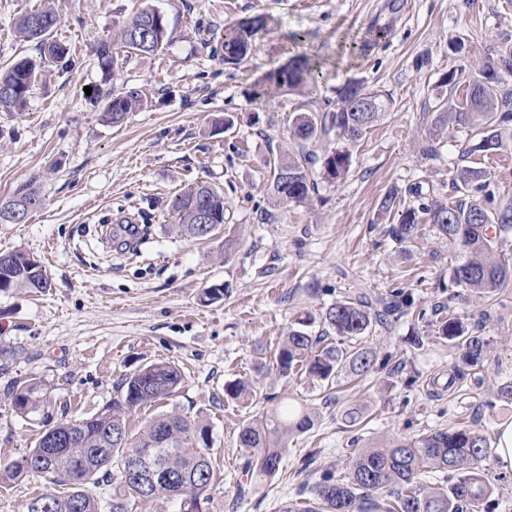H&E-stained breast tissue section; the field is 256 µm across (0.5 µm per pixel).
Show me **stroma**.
Segmentation results:
<instances>
[{
	"mask_svg": "<svg viewBox=\"0 0 512 512\" xmlns=\"http://www.w3.org/2000/svg\"><path fill=\"white\" fill-rule=\"evenodd\" d=\"M144 1L164 17L167 42L151 55L117 50L114 73L105 75L97 43ZM47 2L72 64L44 65L24 111L0 113V200L32 178L43 194L24 223L0 224V253H32L51 286L0 291V347L12 354V375L40 378L48 394L23 417L0 393V467L58 421L95 415L123 375L159 360L175 363L184 383L133 412L129 433L172 410L208 425L216 480L203 512H282L310 495L298 472L306 457L341 477L356 448L460 423L493 435L512 422V400L500 395L512 382V284L486 299L458 292L455 254L430 222L400 243L391 233L398 212L381 209L388 194L407 198L416 183L430 198L464 200L453 180L462 166L479 164L495 204L512 203V139L496 157L468 156L477 129L440 118L441 105L466 88L442 84L444 74L498 64L512 39V0H0V66L36 57L15 27ZM258 13L274 15L277 26L256 35L240 65H225V29ZM349 42L362 52L347 57ZM292 53L322 61L319 93H260L266 73ZM350 81L387 94L389 111L353 146L344 182L321 177L323 157L337 145L330 135L311 146L310 200L276 203L267 161L297 153L288 137L295 113L325 111ZM115 82L141 90L149 105L107 124L95 91ZM227 115L228 130L218 124ZM200 182L224 194V222L204 241L177 234L170 214L174 197ZM125 218L149 227L140 254L98 232ZM228 238L237 241L229 253ZM214 284L223 285V299L204 301ZM394 288L412 292L416 310L373 323L367 341L383 363L376 373L331 386L266 368L296 315L311 314L318 335L332 304H374ZM451 298L495 343L459 391L435 397L426 381L457 352L428 322ZM240 378L253 385L251 405L224 393ZM276 404L312 409L314 424L290 438L274 479L241 493L249 456L242 424Z\"/></svg>",
	"mask_w": 512,
	"mask_h": 512,
	"instance_id": "stroma-1",
	"label": "stroma"
}]
</instances>
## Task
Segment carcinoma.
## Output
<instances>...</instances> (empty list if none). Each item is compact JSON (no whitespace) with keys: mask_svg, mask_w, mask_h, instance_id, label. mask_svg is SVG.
Wrapping results in <instances>:
<instances>
[{"mask_svg":"<svg viewBox=\"0 0 512 512\" xmlns=\"http://www.w3.org/2000/svg\"><path fill=\"white\" fill-rule=\"evenodd\" d=\"M57 17L51 5L24 14L17 23L18 37L35 44L40 57L64 70L70 65V48L55 39ZM274 27L266 14L243 18L224 34V63H240L253 48L255 35ZM168 38L161 14L145 5L119 30L122 47L141 53H154ZM97 64L104 72L114 68L112 44L100 43ZM318 63L306 54H295L270 70L263 85L288 94L308 96L317 90L315 72ZM40 76L39 65L23 59L0 68V110L23 108ZM503 77L499 68L486 66L468 77L465 98L442 110L448 123L469 122L483 136L468 148L494 156L501 150L502 132L488 131L499 120L512 123V106L499 100ZM336 107L319 115L297 114L290 131L295 143L304 146L331 132L341 145L331 149L324 161L322 178L337 182L345 177L351 164L350 146L360 140L390 108L388 98L353 81L337 91ZM105 121L119 123L130 112L145 106L136 88L121 87L103 94ZM310 155L273 158L271 189L282 204L303 203L315 190L305 165ZM455 188L467 191L469 200L455 205L422 201V186L410 191L418 204L402 210L393 237L404 242L417 236L422 216L438 236L448 241L456 253L452 281L479 297H487L512 283V253L500 248L505 242L501 232L512 228V205H494L487 191L488 172L483 167L463 166L457 170ZM43 202L36 180L21 185L7 200L0 201V216L12 209H36ZM178 231L196 240L210 237L224 223V195L215 187L195 184L184 190L173 204ZM208 212L210 224L201 226V213ZM20 288L44 292L50 282L42 264L24 250L0 254V290ZM384 313L398 316L412 308V294L395 288L383 299ZM371 311L358 301L341 300L325 312V326L335 339L315 336L308 318L296 319L287 336L270 355L269 365L279 374L307 372L328 383L342 378L362 377L377 370L375 353L365 344L372 327ZM436 336L448 340L459 351V360L448 369V378L430 377L432 394L455 390L470 368L483 365L493 339L470 329L466 318L455 310L432 324ZM183 383L180 369L169 361H157L125 375L115 385V394L91 418L62 420L54 430L45 431L34 448L4 467V480L30 475L43 479L49 488L37 496V512H100L92 488L112 486L109 512H127L129 499H172L175 488L184 490L186 512H201L198 502L215 479L206 437L208 426L175 411L147 422L143 433L131 440L127 420L137 409L172 395ZM4 395L13 410L24 416L46 402V387L36 377L6 381ZM225 394L246 404L253 400L251 385L238 380L224 387ZM313 423L308 410L274 406L243 423L239 435L241 447L250 450L245 473L250 483L262 484L274 478L281 467L288 437L307 430ZM490 438L468 426L431 430L412 439L395 440L380 448H360L350 461L347 473L337 478L303 461L299 472L314 477L312 497L282 512H496L495 490L481 474L480 462L486 457ZM148 454L141 474L129 470L130 458ZM446 474L445 483L427 484L432 472ZM65 484L70 493L56 495L52 486Z\"/></svg>","mask_w":512,"mask_h":512,"instance_id":"obj_1","label":"carcinoma"}]
</instances>
